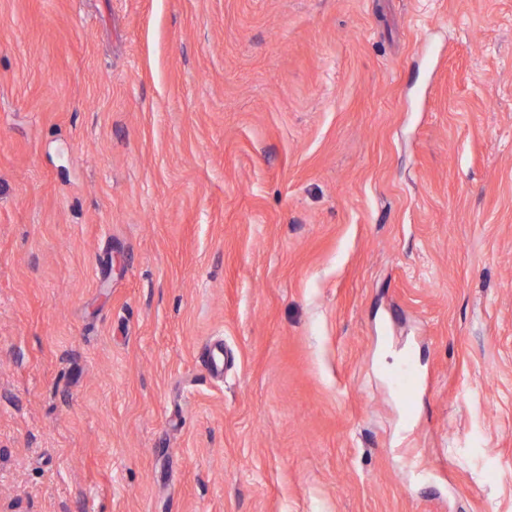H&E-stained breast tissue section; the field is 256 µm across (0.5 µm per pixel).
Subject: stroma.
I'll return each instance as SVG.
<instances>
[{"label":"stroma","instance_id":"1","mask_svg":"<svg viewBox=\"0 0 512 512\" xmlns=\"http://www.w3.org/2000/svg\"><path fill=\"white\" fill-rule=\"evenodd\" d=\"M0 512H512V0H0Z\"/></svg>","mask_w":512,"mask_h":512}]
</instances>
